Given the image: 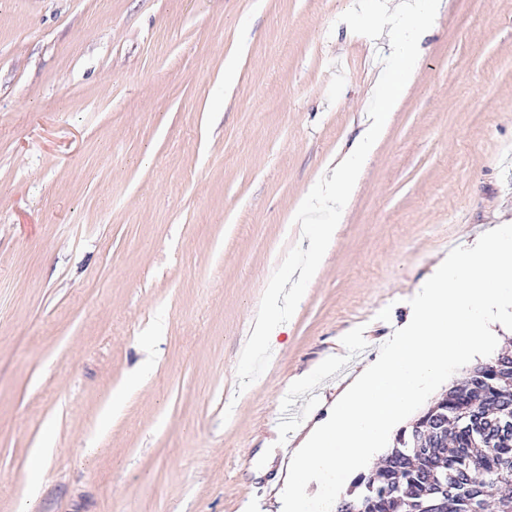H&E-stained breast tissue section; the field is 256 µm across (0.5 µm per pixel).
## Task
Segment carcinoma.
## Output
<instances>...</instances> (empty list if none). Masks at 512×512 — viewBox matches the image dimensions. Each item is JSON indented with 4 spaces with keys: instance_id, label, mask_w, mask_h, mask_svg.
I'll return each instance as SVG.
<instances>
[{
    "instance_id": "cac0c4a2",
    "label": "carcinoma",
    "mask_w": 512,
    "mask_h": 512,
    "mask_svg": "<svg viewBox=\"0 0 512 512\" xmlns=\"http://www.w3.org/2000/svg\"><path fill=\"white\" fill-rule=\"evenodd\" d=\"M512 512V353L479 363L358 474L336 512Z\"/></svg>"
}]
</instances>
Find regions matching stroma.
Returning a JSON list of instances; mask_svg holds the SVG:
<instances>
[{
	"mask_svg": "<svg viewBox=\"0 0 512 512\" xmlns=\"http://www.w3.org/2000/svg\"><path fill=\"white\" fill-rule=\"evenodd\" d=\"M353 4L0 0V512H283L291 452L414 289L512 222V0H440L322 265L238 391L294 215L361 135L388 52L340 22Z\"/></svg>",
	"mask_w": 512,
	"mask_h": 512,
	"instance_id": "1",
	"label": "stroma"
}]
</instances>
